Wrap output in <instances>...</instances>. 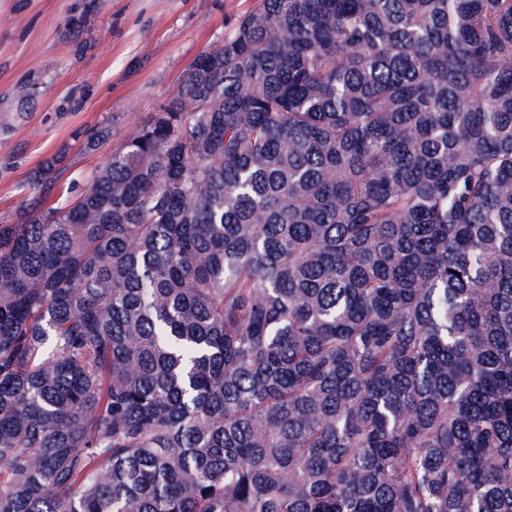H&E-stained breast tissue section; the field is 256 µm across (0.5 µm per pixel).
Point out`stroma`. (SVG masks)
Segmentation results:
<instances>
[{
    "instance_id": "obj_1",
    "label": "stroma",
    "mask_w": 512,
    "mask_h": 512,
    "mask_svg": "<svg viewBox=\"0 0 512 512\" xmlns=\"http://www.w3.org/2000/svg\"><path fill=\"white\" fill-rule=\"evenodd\" d=\"M258 0H0V223L76 195ZM109 126L89 150L80 128ZM61 157L48 192L31 175Z\"/></svg>"
}]
</instances>
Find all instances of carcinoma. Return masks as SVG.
Returning <instances> with one entry per match:
<instances>
[{"instance_id": "cac0c4a2", "label": "carcinoma", "mask_w": 512, "mask_h": 512, "mask_svg": "<svg viewBox=\"0 0 512 512\" xmlns=\"http://www.w3.org/2000/svg\"><path fill=\"white\" fill-rule=\"evenodd\" d=\"M2 483L512 512V0H260L80 194L0 224Z\"/></svg>"}]
</instances>
